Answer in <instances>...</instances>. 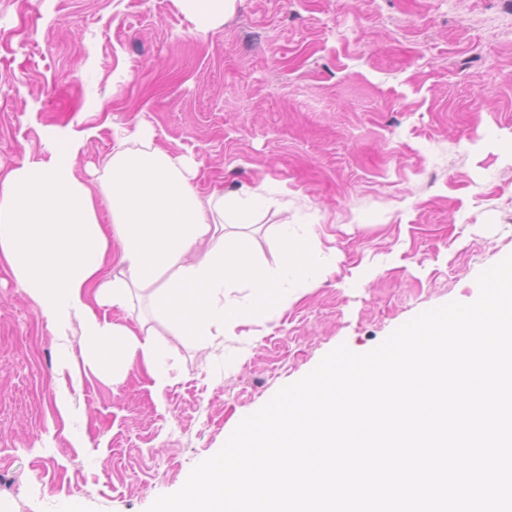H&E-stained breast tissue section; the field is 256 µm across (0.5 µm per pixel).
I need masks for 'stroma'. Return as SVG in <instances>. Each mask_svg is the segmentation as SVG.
Returning <instances> with one entry per match:
<instances>
[{
    "label": "stroma",
    "instance_id": "stroma-1",
    "mask_svg": "<svg viewBox=\"0 0 512 512\" xmlns=\"http://www.w3.org/2000/svg\"><path fill=\"white\" fill-rule=\"evenodd\" d=\"M0 0V172L51 135L155 127L193 152L199 184L272 180L250 247L314 233L330 266L292 305L199 339L145 295L168 380L111 383L83 363L77 319L49 326L0 264V512H147L226 434L338 346L362 354L425 310L474 302L512 254V0H238L199 37L174 0ZM128 73L116 83L118 73ZM73 106L52 111L57 86Z\"/></svg>",
    "mask_w": 512,
    "mask_h": 512
}]
</instances>
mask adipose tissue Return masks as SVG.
<instances>
[{"label": "adipose tissue", "mask_w": 512, "mask_h": 512, "mask_svg": "<svg viewBox=\"0 0 512 512\" xmlns=\"http://www.w3.org/2000/svg\"><path fill=\"white\" fill-rule=\"evenodd\" d=\"M175 2L192 32L205 36L237 0ZM81 146V137H55L47 158L0 175V261L48 323L78 317L81 354L97 376L116 381L137 366L157 381L166 369L150 332L107 314L127 308L131 289L151 290L171 330L202 337L290 305L300 288L326 276L316 241L288 223L275 230V272L260 266L233 226L235 215L272 205L268 189L243 198L202 194L199 161L158 145L153 127L115 135L94 188L75 173ZM102 198L108 225L99 221ZM239 281L249 285L251 301L225 302V288Z\"/></svg>", "instance_id": "1"}]
</instances>
